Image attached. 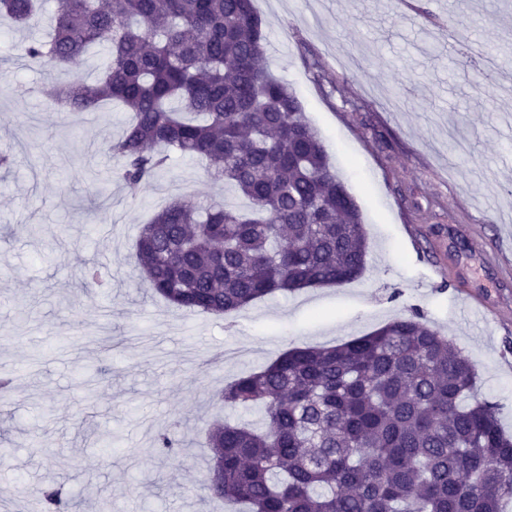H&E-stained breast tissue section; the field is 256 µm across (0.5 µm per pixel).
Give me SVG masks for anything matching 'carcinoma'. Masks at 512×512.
Here are the masks:
<instances>
[{
  "label": "carcinoma",
  "instance_id": "obj_1",
  "mask_svg": "<svg viewBox=\"0 0 512 512\" xmlns=\"http://www.w3.org/2000/svg\"><path fill=\"white\" fill-rule=\"evenodd\" d=\"M29 31L41 0H0ZM52 32L18 45L58 71L105 52L99 76L54 90L70 112L117 102L131 112L107 143L129 188L174 155L204 163L248 209L176 198L144 225L145 287L191 312L225 315L274 293L342 286L362 276L359 206L330 164L296 94L266 65L254 0H60ZM477 372L418 314L329 347H295L217 393L255 407L259 424L208 431L205 499L249 512H509L512 436ZM41 512H74L56 486Z\"/></svg>",
  "mask_w": 512,
  "mask_h": 512
}]
</instances>
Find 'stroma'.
Wrapping results in <instances>:
<instances>
[{"label": "stroma", "mask_w": 512, "mask_h": 512, "mask_svg": "<svg viewBox=\"0 0 512 512\" xmlns=\"http://www.w3.org/2000/svg\"><path fill=\"white\" fill-rule=\"evenodd\" d=\"M271 72L297 95L360 207L367 266L340 287L274 294L218 318L148 291L140 229L169 201L221 196L173 157L128 188L106 155L127 112H59L63 78L0 23V512L53 484L81 512H223L200 500L215 391L294 347L333 346L420 312L475 365L512 435V0H255ZM455 17L452 31L445 18ZM487 47L497 64L463 63ZM104 273L84 289V265ZM442 276H435V269ZM174 431L168 454L154 437Z\"/></svg>", "instance_id": "obj_1"}]
</instances>
